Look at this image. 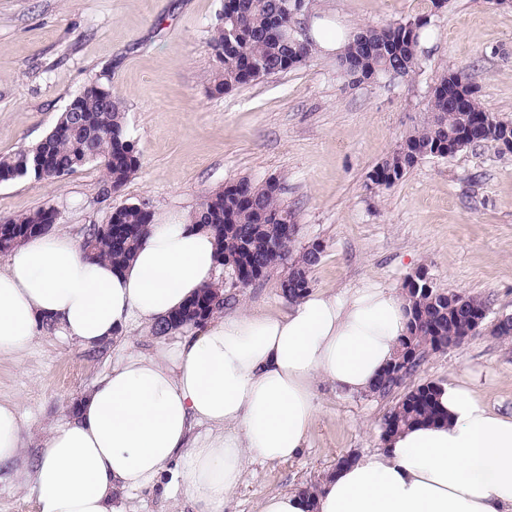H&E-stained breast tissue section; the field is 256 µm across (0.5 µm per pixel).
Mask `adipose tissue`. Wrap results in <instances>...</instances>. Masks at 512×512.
<instances>
[{
	"instance_id": "obj_1",
	"label": "adipose tissue",
	"mask_w": 512,
	"mask_h": 512,
	"mask_svg": "<svg viewBox=\"0 0 512 512\" xmlns=\"http://www.w3.org/2000/svg\"><path fill=\"white\" fill-rule=\"evenodd\" d=\"M215 240L190 216L154 222L123 266L89 261L48 233L0 264V353L45 329L85 347L128 340L213 285ZM391 288L317 291L276 315L236 308L175 347L129 351L52 427L21 481L38 512H129L136 493L184 496L224 512L246 464L295 460L320 412L318 380L370 392L407 331ZM442 420L386 439L382 450L325 477L314 501L291 490L258 512H512V417L466 383L443 385ZM18 408L0 403V467L22 457Z\"/></svg>"
}]
</instances>
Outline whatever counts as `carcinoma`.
Wrapping results in <instances>:
<instances>
[{
  "label": "carcinoma",
  "instance_id": "1",
  "mask_svg": "<svg viewBox=\"0 0 512 512\" xmlns=\"http://www.w3.org/2000/svg\"><path fill=\"white\" fill-rule=\"evenodd\" d=\"M299 0H224V7L209 39L217 60L214 90L227 93L264 76L285 71L313 60L315 43L309 37L297 42L286 38L299 15ZM421 22H393L381 27H368L355 34L343 53L337 56V67L353 85L381 74L409 76L420 67L418 54ZM469 82L462 71L446 70L435 84L431 97L433 116L427 125L406 135L373 169L371 185L388 189L416 165L426 153L442 158L455 154L448 146V134L463 123H469V134L462 147L500 142L512 136V124L497 120L486 112L479 98L470 101L469 112H459L448 101V83ZM97 163L104 170L102 189L119 192L140 169V152L130 138L126 113L121 101L99 81L90 80L70 100L54 127L34 147L0 155V182L22 177L50 179ZM153 210L148 202L123 205L112 211V223L124 234L114 240L112 231L94 224L82 242L89 260H104L114 266L125 264L134 254L153 223ZM59 218L53 206H40L29 212L0 221V253H6L20 242L38 234L41 226L53 225ZM192 221L213 234L219 264L232 270L263 271L288 265V276L281 280L283 298L296 303L311 288L310 273L319 261L321 251L310 245L297 252L293 240L283 242L281 252L270 254V243L280 225L296 223L295 212L280 200V193L269 181L256 182L243 177L221 190L205 196L192 213ZM409 297V326L399 345L413 348L412 359L401 367V374L380 375L374 393L387 395L399 387L425 356L445 351L448 343L461 344L479 334L472 322L475 312H484L488 301L474 296L446 293L424 283L405 282ZM219 287L203 289L178 311L171 314V326L177 331L185 325H199L224 305L215 303ZM440 386L429 382L407 391L387 411L380 423L386 438L420 421H438L443 414L438 406Z\"/></svg>",
  "mask_w": 512,
  "mask_h": 512
}]
</instances>
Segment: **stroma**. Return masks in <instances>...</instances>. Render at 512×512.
Wrapping results in <instances>:
<instances>
[{"label":"stroma","instance_id":"1","mask_svg":"<svg viewBox=\"0 0 512 512\" xmlns=\"http://www.w3.org/2000/svg\"><path fill=\"white\" fill-rule=\"evenodd\" d=\"M224 0H0V154L45 137L92 79L121 101L142 167L123 189L100 193L89 164L51 179L0 182V220L44 205L57 232L82 239L112 210L149 201L157 219L195 211L204 197L247 176H275L296 213V247L321 243L313 290L364 285L403 290L426 270L434 287L490 301L481 333L429 354L405 388L469 383L491 411L512 415V338L493 335L512 316V152L494 142L428 156L399 182L375 190L368 176L414 128L432 118L444 70L465 71L487 112L512 123V0H309L300 17L359 32L423 21L422 63L410 78L382 76L349 86L335 54L226 94L213 91L208 47ZM279 267L249 285L221 267L217 283L233 305L277 314L288 303ZM123 347L85 349L43 332L24 351L0 354V403L17 404L27 451L63 419L67 403L108 371ZM321 406L303 453L289 463H251L224 512H257L267 495L317 483L339 457L380 450L382 416L399 400L347 396L317 385Z\"/></svg>","mask_w":512,"mask_h":512}]
</instances>
